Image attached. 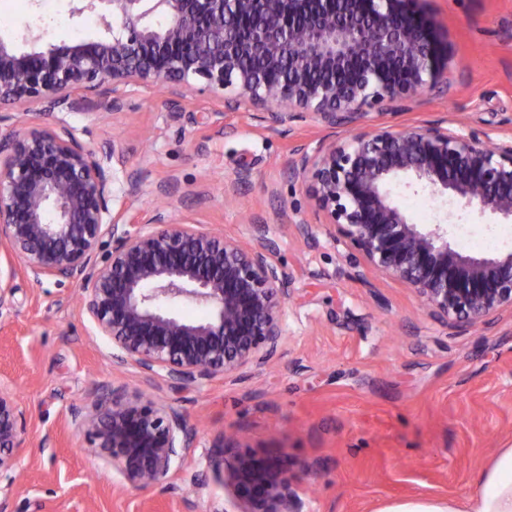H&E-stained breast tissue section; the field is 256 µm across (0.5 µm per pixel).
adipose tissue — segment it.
I'll list each match as a JSON object with an SVG mask.
<instances>
[{
  "mask_svg": "<svg viewBox=\"0 0 512 512\" xmlns=\"http://www.w3.org/2000/svg\"><path fill=\"white\" fill-rule=\"evenodd\" d=\"M388 512H512V448L499 451L493 463L480 470L465 504L413 501L389 508Z\"/></svg>",
  "mask_w": 512,
  "mask_h": 512,
  "instance_id": "adipose-tissue-1",
  "label": "adipose tissue"
}]
</instances>
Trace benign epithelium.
<instances>
[{"label":"benign epithelium","instance_id":"obj_1","mask_svg":"<svg viewBox=\"0 0 512 512\" xmlns=\"http://www.w3.org/2000/svg\"><path fill=\"white\" fill-rule=\"evenodd\" d=\"M418 0H74L71 14L98 15L112 37L31 47L0 37V104L24 103L36 120L0 134V316L13 306L18 273L36 283L76 282L81 304L112 348L171 387L266 363L285 336L293 281L260 230L243 243L175 219L157 207L143 224L112 209L110 162L60 117L103 100L118 113L134 88L160 84L165 103L207 96L225 109L258 111L273 124L312 115L329 126L425 92H445L448 43ZM233 89L234 95H223ZM292 177L311 180L315 221L333 228L355 279L379 272L411 288L429 315L490 325L512 311V252L459 250L446 224H416L391 187L512 222V139L494 144L446 119L413 126L377 122L344 145L293 150ZM205 311L187 319L175 311ZM84 437L135 490L159 484L195 436L186 416L142 392L102 394L74 411ZM27 421L0 383V474L14 468ZM216 464L235 512H301L280 463L224 446Z\"/></svg>","mask_w":512,"mask_h":512}]
</instances>
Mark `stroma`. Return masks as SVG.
<instances>
[{"label":"stroma","instance_id":"obj_1","mask_svg":"<svg viewBox=\"0 0 512 512\" xmlns=\"http://www.w3.org/2000/svg\"><path fill=\"white\" fill-rule=\"evenodd\" d=\"M423 8L448 38L449 90L402 102L386 122L446 118L511 138L512 0H425ZM11 31L18 43H56L99 27L96 15L71 16L69 0H20ZM215 109L207 99L175 108L158 89L138 88L119 114L92 101L67 119L98 153L124 150L112 189L142 217L161 206L245 243L266 226L294 288L277 355L174 390L113 363L78 284L17 277L14 308L0 317V381L27 418L25 448L0 477L12 512H232L216 472L226 441L285 466L302 512L466 499L475 474L512 448V314L489 327L442 324L405 285L375 272L364 283L351 278L328 225L315 239L298 235V217L315 207L309 179L288 174L293 148L347 142L357 126L306 118L272 130L257 112ZM244 170L250 178L238 182ZM170 176L179 191L165 197L158 186ZM442 219L453 243L467 234L493 240L490 254L512 251V223L442 208L425 221ZM103 387L152 395L196 430L149 492L93 453L72 414Z\"/></svg>","mask_w":512,"mask_h":512}]
</instances>
